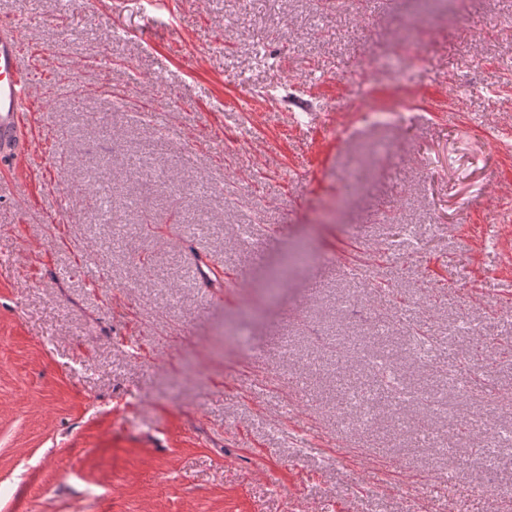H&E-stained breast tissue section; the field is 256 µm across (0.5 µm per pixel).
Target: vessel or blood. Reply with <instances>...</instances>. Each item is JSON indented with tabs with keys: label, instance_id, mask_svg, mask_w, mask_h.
<instances>
[{
	"label": "vessel or blood",
	"instance_id": "obj_1",
	"mask_svg": "<svg viewBox=\"0 0 512 512\" xmlns=\"http://www.w3.org/2000/svg\"><path fill=\"white\" fill-rule=\"evenodd\" d=\"M34 97L30 60L15 27L0 21V164L29 154L28 111Z\"/></svg>",
	"mask_w": 512,
	"mask_h": 512
}]
</instances>
